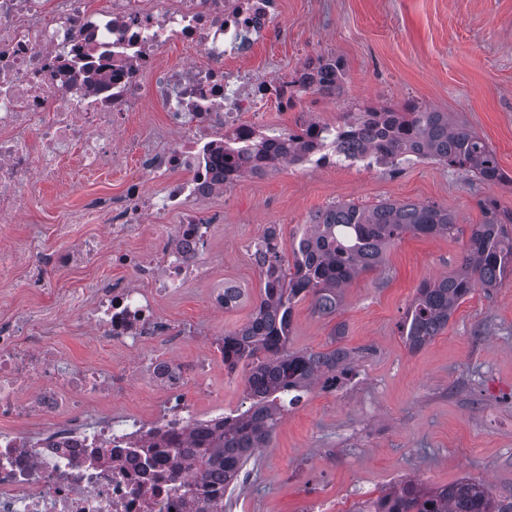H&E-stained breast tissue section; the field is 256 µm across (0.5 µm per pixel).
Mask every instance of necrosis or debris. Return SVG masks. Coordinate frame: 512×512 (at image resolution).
<instances>
[{
  "label": "necrosis or debris",
  "instance_id": "4bbe7bcc",
  "mask_svg": "<svg viewBox=\"0 0 512 512\" xmlns=\"http://www.w3.org/2000/svg\"><path fill=\"white\" fill-rule=\"evenodd\" d=\"M278 16V0H0V223L30 212L37 185L61 182L70 160L87 174L119 161L136 167L117 200L91 203L108 221L105 234L57 252L38 232L0 246V274L21 270L41 292L52 289L50 269L111 263L118 277L56 297L126 356L112 370L77 367L59 357L39 311L0 321V420L10 424L0 430V512H204L203 484L157 449L200 422L184 387L210 394L224 341L187 361L161 353L202 336L203 325L171 321L159 304L210 273L216 218L203 204L249 169L243 161L225 172L224 147L248 145L276 110L290 138L318 132L306 165L363 157L359 139L322 130L309 110V82L336 85L317 59L271 79L230 66ZM174 40L195 62L165 64ZM149 96L165 116L154 137L130 127ZM147 180L161 193L146 192ZM173 212L178 223H167ZM142 373L159 389L158 408L106 414L105 403L126 396Z\"/></svg>",
  "mask_w": 512,
  "mask_h": 512
}]
</instances>
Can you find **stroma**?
I'll use <instances>...</instances> for the list:
<instances>
[{
    "label": "stroma",
    "instance_id": "35a3bbf8",
    "mask_svg": "<svg viewBox=\"0 0 512 512\" xmlns=\"http://www.w3.org/2000/svg\"><path fill=\"white\" fill-rule=\"evenodd\" d=\"M281 22L242 59V67L269 78L299 65L309 53L337 56L346 66L341 96L313 94L311 110L333 126L368 107L413 100L453 113L496 152L506 183L489 186L431 161L388 166L306 168L283 164L263 176L243 175L204 204L217 217L208 280L165 301L179 320H202L209 337L223 336L250 317L262 289L251 247L278 225L290 247L304 224L336 203L370 208L380 202L429 203L448 209L457 224L444 237L404 236L382 267L344 290L337 312L322 315L298 304L289 347L323 352L341 345L351 373L332 392L313 386L284 412L269 447L245 466L224 512H352L391 485L414 479L440 486L466 478L512 501V280L492 291L476 289L447 328L420 350L399 330L422 281L454 272L470 227L482 223L480 202L494 197L512 210V0H280ZM127 167H112L78 183L37 187L36 204L0 241L18 242L39 226L47 248L70 236L104 233L105 221L85 214L88 201L120 194ZM236 284L237 305L206 313L213 288ZM38 309L61 325L54 343L73 364L111 368L112 356L53 296L24 288L20 275L0 282V320ZM341 341H334L337 324ZM213 393L196 408L239 409L244 375L223 367L211 373Z\"/></svg>",
    "mask_w": 512,
    "mask_h": 512
}]
</instances>
